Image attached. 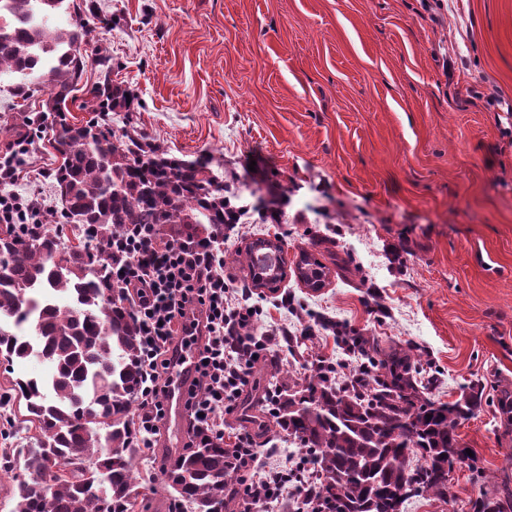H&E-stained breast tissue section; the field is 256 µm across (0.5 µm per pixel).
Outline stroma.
<instances>
[{
    "label": "stroma",
    "instance_id": "1",
    "mask_svg": "<svg viewBox=\"0 0 512 512\" xmlns=\"http://www.w3.org/2000/svg\"><path fill=\"white\" fill-rule=\"evenodd\" d=\"M74 2L91 35L69 120L90 119L94 58L111 56L113 83L143 102V134L234 176L249 214L225 254L281 240L288 273L275 289L224 267L251 285L257 329L275 316L302 329L292 295L382 344L418 347L438 373L432 397L455 400L476 379L512 388V0ZM17 81L0 77V150L47 108L45 85L19 98ZM52 142L20 156L22 179L0 194L61 209ZM305 251L351 258L356 271L312 291L295 272ZM280 353L255 364L242 401L271 376H304V359ZM458 433L493 482L512 484V428L494 408ZM166 448L137 452L135 512H170ZM449 486V502L414 499L405 512H472L481 482L461 465Z\"/></svg>",
    "mask_w": 512,
    "mask_h": 512
}]
</instances>
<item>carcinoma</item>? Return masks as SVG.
Masks as SVG:
<instances>
[{
	"instance_id": "1",
	"label": "carcinoma",
	"mask_w": 512,
	"mask_h": 512,
	"mask_svg": "<svg viewBox=\"0 0 512 512\" xmlns=\"http://www.w3.org/2000/svg\"><path fill=\"white\" fill-rule=\"evenodd\" d=\"M73 0H0V72L23 80L40 73L51 88L49 111L57 127L54 174L68 212L52 224L92 226L100 238L128 224H209L218 231L237 223L240 197L225 194L209 158L184 160L134 126L140 98L111 82V58L98 56L103 80L90 89L101 112H123L121 133L93 121L73 123L64 105L85 71L81 46L91 30L73 19L53 27L51 15ZM10 263L0 269V358H36L52 367L43 379L14 382L24 403L19 428L35 424L27 444L15 449L7 468L27 478L13 488L11 512H131L139 496L134 476L137 444L131 422L142 376L139 326L107 275L101 243L69 246L45 229L24 237L0 231ZM298 279L313 291L331 269L304 253ZM315 326L333 336L353 361L322 355L300 379L277 377L276 416L244 418L267 439L283 434L297 445L304 467L299 479L323 512H404L412 498L448 502V475L475 458L458 434L462 421L492 406L512 425V390L488 394L478 381L452 402L426 395L418 376L423 353L407 345L383 347L371 336L351 334L320 316ZM232 457L215 440L178 457L164 473L173 504L194 512H224L231 499ZM473 512H512V488L486 493Z\"/></svg>"
}]
</instances>
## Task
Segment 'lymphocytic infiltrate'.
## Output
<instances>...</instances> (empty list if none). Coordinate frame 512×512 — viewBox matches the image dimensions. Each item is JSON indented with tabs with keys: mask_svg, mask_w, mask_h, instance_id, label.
Instances as JSON below:
<instances>
[{
	"mask_svg": "<svg viewBox=\"0 0 512 512\" xmlns=\"http://www.w3.org/2000/svg\"><path fill=\"white\" fill-rule=\"evenodd\" d=\"M35 199L0 195V224H20L41 230ZM224 236L180 227L177 233L157 224H131L104 239L103 248L118 256L112 283L120 288L141 328L140 354L144 381L137 394L134 421L137 441L153 447L165 421L169 353L184 337L198 351V376L187 392L188 441L199 448L223 437L224 416L233 412L249 386L254 365L267 355L272 340L288 333L275 323L257 332L263 310L250 304V290L224 274ZM234 493H248L245 508L283 497L288 484L285 469L259 471L255 442L236 435Z\"/></svg>",
	"mask_w": 512,
	"mask_h": 512,
	"instance_id": "obj_1",
	"label": "lymphocytic infiltrate"
}]
</instances>
